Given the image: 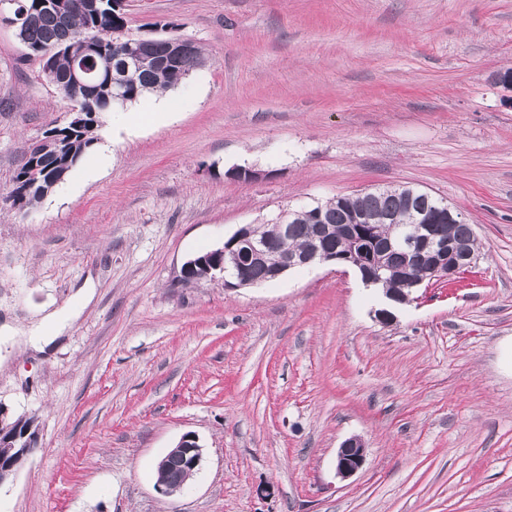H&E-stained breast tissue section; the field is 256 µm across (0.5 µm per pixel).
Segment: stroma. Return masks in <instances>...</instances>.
<instances>
[{
    "label": "stroma",
    "mask_w": 512,
    "mask_h": 512,
    "mask_svg": "<svg viewBox=\"0 0 512 512\" xmlns=\"http://www.w3.org/2000/svg\"><path fill=\"white\" fill-rule=\"evenodd\" d=\"M206 66L165 118L101 115L66 180L0 210V405L40 447L0 512H512V0H126ZM70 105L0 26V194ZM237 168L256 171L250 181ZM405 184L477 237L393 320L332 264L180 281L243 224ZM44 349L28 331L57 310ZM190 484L156 465L185 433ZM366 446L343 480L335 458ZM176 448L182 452V458L192 466H199L202 458V447L198 443V438L191 434H184ZM180 457H170L168 460V467L157 468V481L158 484L165 485L171 488L185 486L195 475L197 469L188 467ZM366 448L359 437L345 440L336 453L335 472L337 477L345 480L354 476L363 466Z\"/></svg>",
    "instance_id": "35a3bbf8"
}]
</instances>
